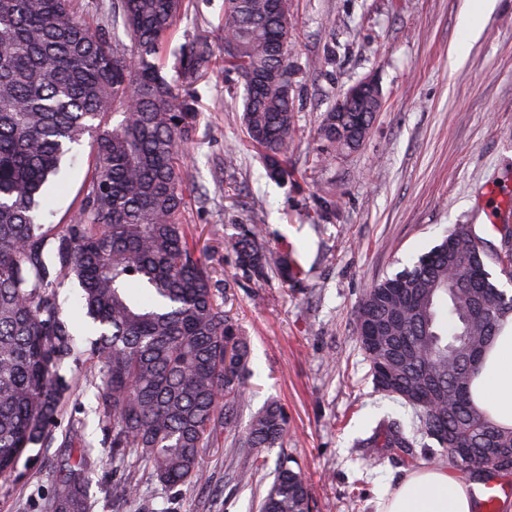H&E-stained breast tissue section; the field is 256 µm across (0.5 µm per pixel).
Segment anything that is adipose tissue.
<instances>
[{
	"label": "adipose tissue",
	"instance_id": "ef3b65f1",
	"mask_svg": "<svg viewBox=\"0 0 512 512\" xmlns=\"http://www.w3.org/2000/svg\"><path fill=\"white\" fill-rule=\"evenodd\" d=\"M474 405L495 423L512 428V324L496 336L471 386ZM478 486L429 466L408 474L382 512H476Z\"/></svg>",
	"mask_w": 512,
	"mask_h": 512
}]
</instances>
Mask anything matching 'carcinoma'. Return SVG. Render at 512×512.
<instances>
[{
  "instance_id": "obj_1",
  "label": "carcinoma",
  "mask_w": 512,
  "mask_h": 512,
  "mask_svg": "<svg viewBox=\"0 0 512 512\" xmlns=\"http://www.w3.org/2000/svg\"><path fill=\"white\" fill-rule=\"evenodd\" d=\"M183 0H111L92 30L73 0H0V476L29 448L43 447L69 391L60 374L74 355L72 326L58 302L77 281L81 319L95 336L91 386L111 432L112 456L138 454L165 489L206 483L203 454L221 432L238 431L251 350L219 303L220 289L180 216L186 204L181 143L196 130L191 86L211 70L204 42L180 47L174 75L162 65ZM293 0H224L218 27L224 79L244 87L243 126L270 178L285 181L295 147L299 97L292 74ZM129 40L134 54L121 50ZM379 109L326 113L321 160L359 149ZM119 116L116 125L109 117ZM90 138L93 166L71 223L45 224L48 188L76 146ZM255 285L275 268L299 270L288 251L270 261L259 233L234 242ZM487 242L456 224L412 266L367 289L354 334L374 387L411 407V430L385 420L360 448H388L404 464L434 442L455 467L489 482L512 474V428L471 401L478 362L512 322V295L488 270ZM372 326L384 329L374 349ZM283 409L255 413L238 439L252 455L238 482L266 465L259 449L282 445ZM93 449L77 448L53 472L43 512H88ZM295 460L280 454L260 512H310Z\"/></svg>"
}]
</instances>
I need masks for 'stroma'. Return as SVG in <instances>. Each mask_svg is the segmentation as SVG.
<instances>
[{"label": "stroma", "instance_id": "35a3bbf8", "mask_svg": "<svg viewBox=\"0 0 512 512\" xmlns=\"http://www.w3.org/2000/svg\"><path fill=\"white\" fill-rule=\"evenodd\" d=\"M293 54L305 100L296 112L294 170L287 184L270 180L248 143L242 97L223 78L195 85L199 121L183 151L187 205L181 220L202 259L225 285L226 309L251 344L240 425L267 402L282 406L288 434L268 450V467L238 483L243 459L224 444L206 449L205 484L162 489L149 466L128 456L96 468L88 512H259L272 481L271 463L285 452L301 464L311 512H381L410 469L388 449L362 448L384 418L411 426L413 411L378 392L353 334L360 299L376 281L412 265L457 224H475L492 247L484 210L512 209V0H496L480 36L464 41L465 0H293ZM224 0H185L170 49L207 41L213 62L224 44L218 27ZM467 42L465 55L449 52ZM335 49L336 60L312 73L311 58ZM374 78L384 95L364 145L331 164L317 160L318 127L339 95ZM233 153L235 170L224 166ZM92 164L82 145L62 171L53 223H69ZM258 229L267 251L292 250L300 274H270L255 287L232 249L244 229ZM75 354L62 368L70 390L47 447L31 448L15 473L0 478V512H42L51 474L74 443L110 454V434L85 378L93 353L74 332ZM137 498L123 496L126 483Z\"/></svg>", "mask_w": 512, "mask_h": 512}]
</instances>
